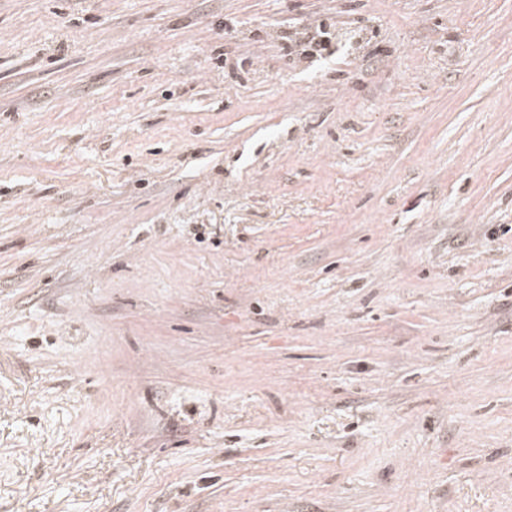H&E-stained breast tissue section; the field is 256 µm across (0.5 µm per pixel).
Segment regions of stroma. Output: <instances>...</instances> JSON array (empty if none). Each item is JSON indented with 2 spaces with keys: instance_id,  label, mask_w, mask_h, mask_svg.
<instances>
[{
  "instance_id": "obj_1",
  "label": "stroma",
  "mask_w": 512,
  "mask_h": 512,
  "mask_svg": "<svg viewBox=\"0 0 512 512\" xmlns=\"http://www.w3.org/2000/svg\"><path fill=\"white\" fill-rule=\"evenodd\" d=\"M0 512H512V0H0ZM330 27L331 24L327 25L325 21L319 23L318 26L316 27V35L310 36V39H308V41L306 42L310 49H302L301 53L299 52V49H297L300 46V43L293 39L292 35H284L283 39L285 44L283 49L288 51V53L285 55L292 56L293 54H300L304 56H313L324 51H327L328 53L331 54L332 52L329 49L331 44L330 41L327 39H323L324 37H326L325 35L328 34L327 28ZM317 37L319 39H317Z\"/></svg>"
}]
</instances>
